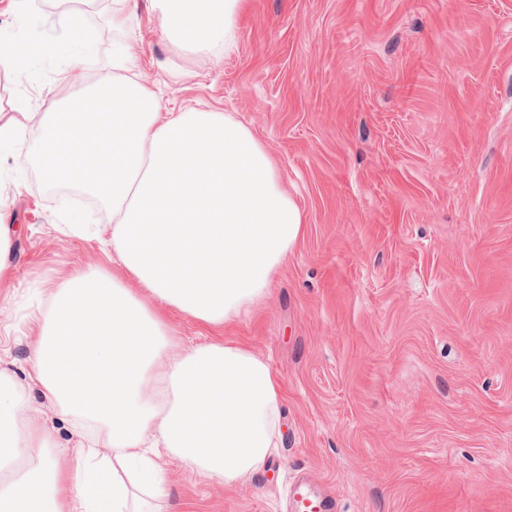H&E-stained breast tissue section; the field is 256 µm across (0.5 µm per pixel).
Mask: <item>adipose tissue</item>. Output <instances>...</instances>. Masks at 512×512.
I'll use <instances>...</instances> for the list:
<instances>
[{"label": "adipose tissue", "instance_id": "ef3b65f1", "mask_svg": "<svg viewBox=\"0 0 512 512\" xmlns=\"http://www.w3.org/2000/svg\"><path fill=\"white\" fill-rule=\"evenodd\" d=\"M176 49L232 48L248 0H157ZM91 40L72 25L55 53L70 64L55 107L0 126V143L34 136L25 152L47 182L81 188L108 207L105 243L116 270H78L36 292L32 381L60 410L89 423L67 458L46 425L21 422L25 395L0 374V512H143L169 501L168 458L233 483L261 472L278 448L279 377L247 345L184 347L177 310L225 327L269 293L305 233L304 214L250 128L231 112L161 113L135 80L87 84ZM133 278L140 286L125 284Z\"/></svg>", "mask_w": 512, "mask_h": 512}]
</instances>
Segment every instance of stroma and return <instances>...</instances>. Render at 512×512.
I'll list each match as a JSON object with an SVG mask.
<instances>
[{"mask_svg":"<svg viewBox=\"0 0 512 512\" xmlns=\"http://www.w3.org/2000/svg\"><path fill=\"white\" fill-rule=\"evenodd\" d=\"M75 21L97 39L87 80L140 81L163 112L236 113L305 213L268 297L224 331L280 377L283 445L232 484L170 459L167 512H291L300 480L336 512H512V0H250L233 50L208 54L162 38L155 0H0L14 40ZM63 68L0 61V124L51 110ZM25 149L0 148V370L71 455L72 418L29 379L23 306L111 268L97 239L59 229L108 212Z\"/></svg>","mask_w":512,"mask_h":512,"instance_id":"35a3bbf8","label":"stroma"}]
</instances>
